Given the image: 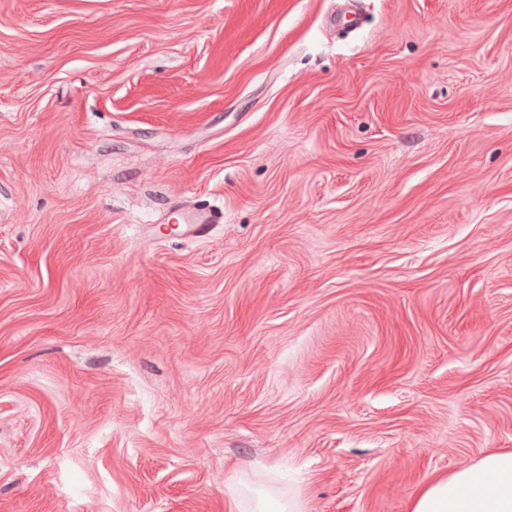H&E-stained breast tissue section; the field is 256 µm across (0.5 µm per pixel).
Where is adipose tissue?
<instances>
[{
	"instance_id": "ef3b65f1",
	"label": "adipose tissue",
	"mask_w": 512,
	"mask_h": 512,
	"mask_svg": "<svg viewBox=\"0 0 512 512\" xmlns=\"http://www.w3.org/2000/svg\"><path fill=\"white\" fill-rule=\"evenodd\" d=\"M409 512H512V449L423 483Z\"/></svg>"
}]
</instances>
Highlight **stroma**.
I'll list each match as a JSON object with an SVG mask.
<instances>
[{
    "mask_svg": "<svg viewBox=\"0 0 512 512\" xmlns=\"http://www.w3.org/2000/svg\"><path fill=\"white\" fill-rule=\"evenodd\" d=\"M335 9L0 0V512H408L512 448V0ZM181 224L187 225V231L194 236H206L211 230V224L216 222L212 213L200 210H184L180 214Z\"/></svg>",
    "mask_w": 512,
    "mask_h": 512,
    "instance_id": "35a3bbf8",
    "label": "stroma"
}]
</instances>
